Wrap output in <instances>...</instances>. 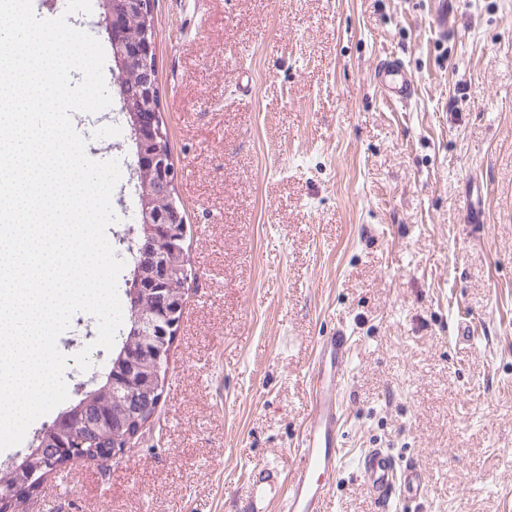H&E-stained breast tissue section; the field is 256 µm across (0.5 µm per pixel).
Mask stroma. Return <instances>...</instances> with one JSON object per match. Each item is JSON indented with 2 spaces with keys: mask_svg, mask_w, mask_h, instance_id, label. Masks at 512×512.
<instances>
[{
  "mask_svg": "<svg viewBox=\"0 0 512 512\" xmlns=\"http://www.w3.org/2000/svg\"><path fill=\"white\" fill-rule=\"evenodd\" d=\"M155 0L159 108L188 225V285L138 448L83 462L23 512H240L259 463L292 472L322 337L353 344L343 464L327 512H382L356 460L421 466L423 505L512 512V0ZM418 83H374L379 57ZM111 105L76 131L118 160L138 220L131 130ZM487 189L464 221L463 185ZM464 317L473 341L456 338ZM373 78L392 103L405 105L416 93L417 81L398 57L380 58L375 64Z\"/></svg>",
  "mask_w": 512,
  "mask_h": 512,
  "instance_id": "obj_1",
  "label": "stroma"
}]
</instances>
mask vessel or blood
<instances>
[{"instance_id":"1","label":"vessel or blood","mask_w":512,"mask_h":512,"mask_svg":"<svg viewBox=\"0 0 512 512\" xmlns=\"http://www.w3.org/2000/svg\"><path fill=\"white\" fill-rule=\"evenodd\" d=\"M373 78L385 97L393 103L407 104L416 93L417 81L403 60L387 56L377 61ZM464 221H484V186L466 183ZM351 354V338L345 330L321 340L313 380L314 406L298 450L299 462L291 475L266 463L250 472V494L242 512H270L277 492H284L285 512H324L332 492V480L342 464L339 431L342 421V382ZM357 471L385 512H397L399 505L425 500L427 482L424 471L415 463L399 465L382 448L366 449Z\"/></svg>"}]
</instances>
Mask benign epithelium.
<instances>
[{
  "label": "benign epithelium",
  "mask_w": 512,
  "mask_h": 512,
  "mask_svg": "<svg viewBox=\"0 0 512 512\" xmlns=\"http://www.w3.org/2000/svg\"><path fill=\"white\" fill-rule=\"evenodd\" d=\"M101 6L105 32L115 49L122 111L134 136L133 173L140 196L138 235L127 239L130 251L138 253L133 271L136 284L129 296L130 338L106 384L99 386V374L92 371L87 380L77 384L84 399L48 425L59 441L46 440L43 433H38L29 453L6 465L10 471L24 470L30 458L62 456L65 449L73 447L68 438L84 437L109 421L112 445L100 447L93 460L122 459L138 447L143 431L134 435L122 433L121 418L133 410L155 412V394L164 385L160 363L163 357L170 356L183 308L167 285L176 274L187 283L191 281L187 259H178L171 251V243L185 242L187 224L176 204L177 174L164 147L165 134L159 118L154 0H101ZM131 77L139 89L134 98L126 93ZM103 393L109 399L107 411L96 402ZM32 479L33 475L28 474L13 483L10 492L0 495V512H18L25 500L36 495Z\"/></svg>",
  "instance_id": "1"
}]
</instances>
